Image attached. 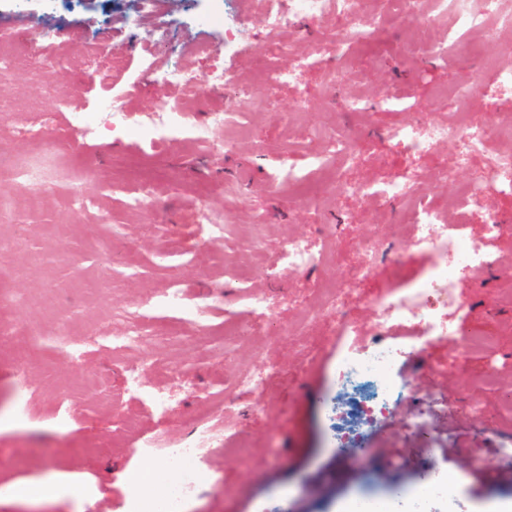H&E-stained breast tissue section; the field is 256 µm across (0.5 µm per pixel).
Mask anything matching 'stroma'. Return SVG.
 <instances>
[{"instance_id": "stroma-1", "label": "stroma", "mask_w": 512, "mask_h": 512, "mask_svg": "<svg viewBox=\"0 0 512 512\" xmlns=\"http://www.w3.org/2000/svg\"><path fill=\"white\" fill-rule=\"evenodd\" d=\"M268 5L235 0L239 36L233 39L196 26L199 0H155L149 14L141 13L138 0H78L67 8L49 0H0V31L24 34V51L52 57L37 71L15 64L0 81V126L9 132L0 140V158L27 161L35 171L27 185L0 177V196L16 206L11 221H0V239L11 238L13 225L26 228L17 247L0 258L6 286L0 296V486H33L51 474L64 489L51 498L0 495V512H76L77 496L85 512H124L129 476L163 462L166 446L185 436L197 414L214 432L203 455L217 478L182 512H344L356 495L414 490L429 471L456 478L435 512L512 505V463L490 452L512 448V418L501 410L502 394L512 392V277L502 275L512 270V195L493 192L485 199L487 210L507 218L509 229L497 240H487L480 215L467 216L463 227L492 262L458 281L467 309L456 324L489 339L490 348L462 354L454 340L432 339L414 366L402 369L414 375L420 393L436 392L448 402L447 412L425 422L432 445L408 434L398 410L373 428L366 457H341L335 411L346 408L351 393L336 379V319H299L312 288L345 282L348 318L368 330L378 296L410 287L438 261L404 247L398 232L406 221L403 204L375 206L337 186L330 167L311 166V156L322 150L320 131L342 130L361 146L366 160L352 173L356 181L378 183L411 166L448 167L449 178L429 180L422 195L451 201L476 175L455 168L452 144L412 156L393 148L387 129L452 121L445 88L470 83L478 73L492 84L486 63L498 44L459 30L451 13L430 15L426 2L413 20L380 4L377 32L336 60L332 86L320 71L306 70L270 106L257 62L267 40L261 17ZM168 19L174 26L159 37ZM201 42L221 49L225 85L223 93L206 91L190 103L195 123L232 106L237 86H250L256 100L227 129H213L209 143L186 131L155 148L133 133L76 131L59 138L73 113L93 118L114 100L134 118L171 104L176 87H160L147 69L187 66L206 75L213 60L195 53ZM117 53L124 63L108 83L87 78L83 57L108 65ZM340 92L362 95L367 112L342 111ZM33 126L49 138L50 154L32 140ZM285 158L296 181L276 177ZM141 178L153 182L154 197L138 208L133 196ZM37 191L45 205L32 212L27 199ZM218 224L223 232H215ZM328 232L334 266L275 269L289 236ZM366 242L379 264L368 278L348 282L349 267L365 258ZM172 287L203 305L197 323L172 309L146 308L153 295ZM281 293L285 301L267 319L269 338L227 340L254 320L248 297ZM128 324L150 340L114 353L109 337ZM132 364L143 365L145 386L176 392L167 416L128 391L125 368ZM270 365L277 374L268 397L229 392L238 370ZM180 369L188 370L189 384L180 385ZM473 399L481 413L471 412ZM125 416L136 420V432L124 430ZM228 422L245 431V456H225ZM148 439L156 448L138 453Z\"/></svg>"}]
</instances>
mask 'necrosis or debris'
Wrapping results in <instances>:
<instances>
[{"label":"necrosis or debris","mask_w":512,"mask_h":512,"mask_svg":"<svg viewBox=\"0 0 512 512\" xmlns=\"http://www.w3.org/2000/svg\"><path fill=\"white\" fill-rule=\"evenodd\" d=\"M455 22L463 29L483 32L496 38L503 28L512 29V10L499 9L500 0H483L475 6L474 0H449ZM332 18L336 27L333 37L325 39L319 52L304 64L308 67L327 68L336 55L372 36L377 29V16L369 8V0H275L264 14L263 20L272 36L261 51L263 74L268 100H275L284 85L298 81L299 71L283 68L278 59L283 46L276 40L280 29L296 21L318 22ZM155 81L178 86L187 98L197 97L201 88L214 93L224 89V67L214 64L206 77L184 69L165 70L155 74ZM497 129L471 123L454 126L436 122L428 126L395 125L389 132L394 145L406 152L429 150L446 139H454L456 157L461 166L478 167L479 177L464 185L458 195L461 210L482 213L489 237L501 234L502 220L496 213L485 210L483 203L489 190L512 193V150L494 152L491 141ZM418 171H407L400 180L379 185L363 182L354 190L368 198L384 201L399 200L406 207L411 230L404 240L406 247L428 251L440 257H452V264L433 267L411 287L392 290L375 303L376 325L361 330L342 312L346 306L341 292H319L317 306L320 313L339 314L337 335L346 343L336 358V378L339 383L369 384L370 400L354 404L348 416L353 425L348 434L338 438L339 450L360 447L369 430L378 419L392 414L397 403L408 409L407 431H421L428 413L443 407L440 395L420 396L412 379L403 377L399 366L418 357L421 342L437 337L455 338L460 350L471 349L475 340L459 334L453 317L464 304L456 295V282L473 269L487 266L486 256L458 231L457 226L446 224L439 208L422 203L415 193ZM330 240L326 237L309 239L298 237L288 241L279 253L281 264L295 270H307L323 264L328 255ZM191 438L166 449V462L174 481L164 496L153 504H145L140 497L128 502L127 512H176L184 495L192 489L209 485L213 479L199 448L211 438L207 424L192 420ZM452 477L430 478L414 495L394 492L386 499H356L349 502L346 512H431V505L447 499L452 488Z\"/></svg>","instance_id":"4bbe7bcc"}]
</instances>
